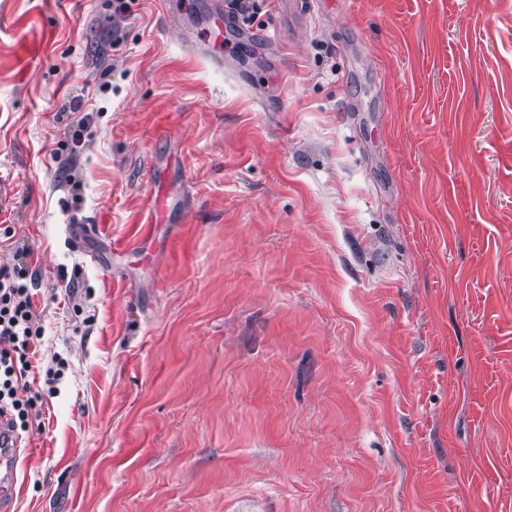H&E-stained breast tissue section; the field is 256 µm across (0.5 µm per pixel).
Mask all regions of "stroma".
<instances>
[{
  "label": "stroma",
  "mask_w": 512,
  "mask_h": 512,
  "mask_svg": "<svg viewBox=\"0 0 512 512\" xmlns=\"http://www.w3.org/2000/svg\"><path fill=\"white\" fill-rule=\"evenodd\" d=\"M289 2L0 0L14 512H512V0ZM12 264L0 265V416L14 432L25 429L42 394L21 397L20 384L28 377L43 331L35 312V295L27 283L29 247L15 241Z\"/></svg>",
  "instance_id": "stroma-1"
}]
</instances>
